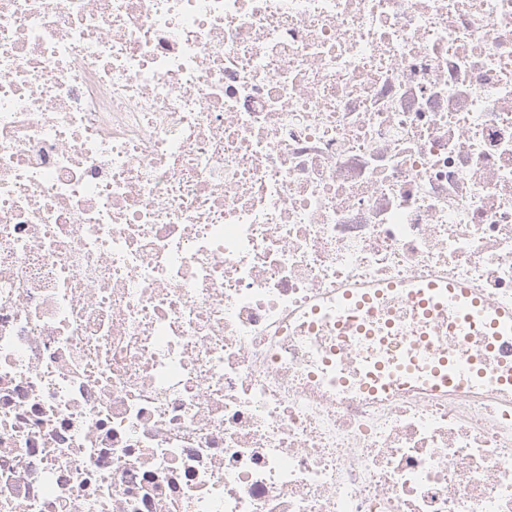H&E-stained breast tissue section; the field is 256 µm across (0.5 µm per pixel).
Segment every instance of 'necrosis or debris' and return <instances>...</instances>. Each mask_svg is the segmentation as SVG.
Here are the masks:
<instances>
[{"instance_id":"obj_1","label":"necrosis or debris","mask_w":512,"mask_h":512,"mask_svg":"<svg viewBox=\"0 0 512 512\" xmlns=\"http://www.w3.org/2000/svg\"><path fill=\"white\" fill-rule=\"evenodd\" d=\"M512 305V0H0V512H512V393L316 379L337 289Z\"/></svg>"}]
</instances>
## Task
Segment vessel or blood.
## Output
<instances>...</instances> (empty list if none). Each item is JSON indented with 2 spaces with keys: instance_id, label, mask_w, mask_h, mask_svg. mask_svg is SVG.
Here are the masks:
<instances>
[{
  "instance_id": "obj_1",
  "label": "vessel or blood",
  "mask_w": 512,
  "mask_h": 512,
  "mask_svg": "<svg viewBox=\"0 0 512 512\" xmlns=\"http://www.w3.org/2000/svg\"><path fill=\"white\" fill-rule=\"evenodd\" d=\"M405 312L425 328L407 337L395 362L375 358L346 375L340 357L325 360L321 376L339 386L357 383L376 393L413 386L439 392H461L491 387L512 392V308L489 302L474 286L461 282L416 280L393 292ZM380 307L375 289L347 288L316 310V323H330L338 335L354 333L364 343L374 342L372 319ZM442 321L447 335L464 344L465 352L449 356L429 330Z\"/></svg>"
}]
</instances>
